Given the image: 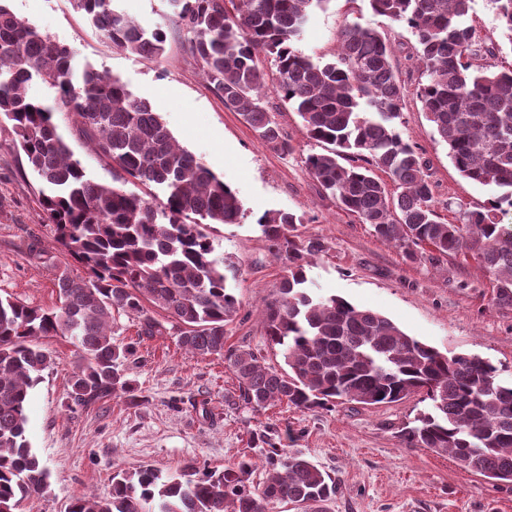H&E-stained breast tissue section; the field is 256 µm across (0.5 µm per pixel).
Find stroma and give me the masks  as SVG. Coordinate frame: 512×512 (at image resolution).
<instances>
[{"instance_id": "1", "label": "stroma", "mask_w": 512, "mask_h": 512, "mask_svg": "<svg viewBox=\"0 0 512 512\" xmlns=\"http://www.w3.org/2000/svg\"><path fill=\"white\" fill-rule=\"evenodd\" d=\"M8 5L69 47L76 67L88 65L119 77L134 97L160 113L182 147L238 191L246 211L241 223L211 232L218 252L233 257L238 268L240 310L228 327L227 344L261 351L272 366H284L261 321L266 302L279 295L282 264L270 254L256 222L268 211H293L305 214L306 234L326 245L307 269L311 293L345 297L441 352L477 354L512 375V308L496 305L491 276L471 256L436 263L405 260L400 249L320 194L305 158L322 146L307 139L297 113L276 95L271 58L259 59L267 85L264 102L291 140L288 154L265 145L238 112L225 106L192 57L169 0H117L130 17L165 31V52L158 62L114 50L72 0H8ZM473 8L481 38L501 48L495 64L512 66V43L502 34L491 0H475ZM352 24L378 30L395 47L394 63L406 87L399 131L429 162L441 216L453 219V203L485 205L491 187L460 176L421 110L416 97L421 74L406 27L374 14L365 0H327L311 14L297 47L312 59L332 60L338 31ZM57 123L87 176L111 184V168L78 136L73 116H58ZM37 198L36 181L15 148L12 127L0 120V294L50 307L58 275L75 276L80 269L55 246ZM137 330L131 316H116L112 323L113 341L135 344L142 358L129 368L145 397L137 406L116 397L88 409H69L74 347L60 337L45 340L53 362L31 391L28 437L50 472V485L44 495L27 501L26 512H65L73 495H106L120 470L224 467L252 454L256 432L301 451L336 477L338 493L329 512H512V487L402 439V430L430 406L421 395L370 407L339 401L327 409L279 404L256 412L239 402L237 382L223 357L185 352L172 329L144 341Z\"/></svg>"}]
</instances>
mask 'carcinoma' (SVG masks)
Masks as SVG:
<instances>
[{
    "label": "carcinoma",
    "instance_id": "cac0c4a2",
    "mask_svg": "<svg viewBox=\"0 0 512 512\" xmlns=\"http://www.w3.org/2000/svg\"><path fill=\"white\" fill-rule=\"evenodd\" d=\"M72 2L113 48L163 57L161 28L131 19L114 0ZM169 2L204 77L266 145L293 151L261 104L262 53L274 59L276 91L297 112L306 136L324 144L305 160L323 195L410 261L422 257V242L434 246L429 259L435 263L471 255L493 278L496 303L512 307V227L498 219L512 210V67L489 63L498 48L476 35L474 0H367L374 13L412 33L424 77L417 98L450 162L463 178L501 190L481 207L458 205L454 222L436 209L429 161L398 130L404 86L384 35L349 26L338 35L334 59L321 62L294 43L310 11L326 0ZM493 4L512 44V0ZM73 60L69 48L0 2V119L11 124L36 180L55 244L83 270L58 277L51 308L0 296V512H24L25 502L49 486V472L27 438L30 390L51 363L43 341L64 337L76 347L72 405L87 408L112 396L139 404L127 372L137 350L112 342V320L134 316L138 335L152 338L166 330L157 310L171 318L182 349L224 356L239 400L256 410L277 403L327 409L338 400L376 406L422 393L431 408L403 440L512 485V381L502 380L492 362L449 357L342 296H311L306 267L325 244L302 235L303 214L266 212L257 221L272 255L283 261L280 298L266 305L262 324L288 370L247 346L225 347L227 326L240 309L232 284L236 263L217 253L206 229L240 223L242 200L181 148L160 114L120 78L87 67L78 75ZM35 81L54 90L52 103L31 95ZM57 114L76 116L80 137L139 191L89 179L58 131ZM379 171L397 195L389 196ZM253 442L266 445L258 484L252 479L257 461L248 455L222 469L190 465L172 476L140 467L115 474L105 496H75L66 512H267L275 502L328 512L336 479L263 433Z\"/></svg>",
    "mask_w": 512,
    "mask_h": 512
}]
</instances>
